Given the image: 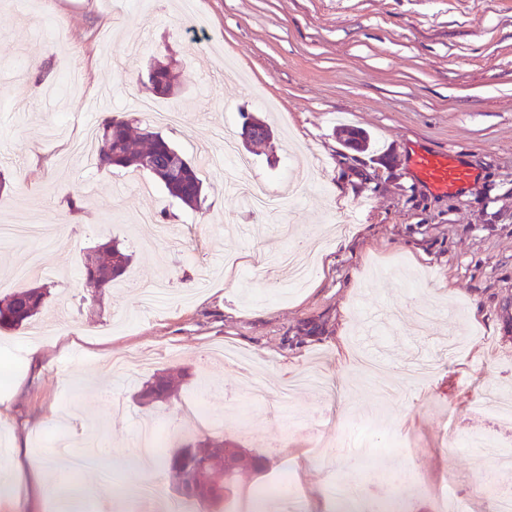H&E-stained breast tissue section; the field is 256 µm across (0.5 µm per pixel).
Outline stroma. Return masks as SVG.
<instances>
[{"mask_svg":"<svg viewBox=\"0 0 512 512\" xmlns=\"http://www.w3.org/2000/svg\"><path fill=\"white\" fill-rule=\"evenodd\" d=\"M192 3L188 13L180 0H0V225L23 224L36 200L65 237L41 248L55 272L42 313L0 329V441L11 449L40 433L54 444L64 411L66 436H95L122 466L141 422L185 443L207 433L200 400L226 439L268 460L264 473H240L222 512L283 472L311 512H329L341 438L357 429L384 443L390 469L411 473L404 512H436L449 476L469 512H489L498 474L482 462L512 432L467 405L512 393V0ZM167 58L177 86L146 97L150 65ZM246 110L272 129L257 176L314 178L261 238L210 165L228 136L246 154ZM115 115L198 166L206 213L145 172L131 182L70 152L78 125L99 130ZM344 123L376 149L345 148ZM417 144L459 152L475 179L431 192L410 168ZM106 238L132 263L94 302L82 261ZM289 244L315 259L306 287H285L272 260ZM27 251L0 244V281L41 284L23 272ZM160 278L166 303L144 309L137 284ZM115 353L137 362L107 371ZM239 368L270 392L233 415ZM165 370L187 373L178 399L140 405L142 382ZM475 435L491 447H466ZM133 476L122 466L116 487ZM115 489L85 496L81 512H109Z\"/></svg>","mask_w":512,"mask_h":512,"instance_id":"35a3bbf8","label":"stroma"}]
</instances>
